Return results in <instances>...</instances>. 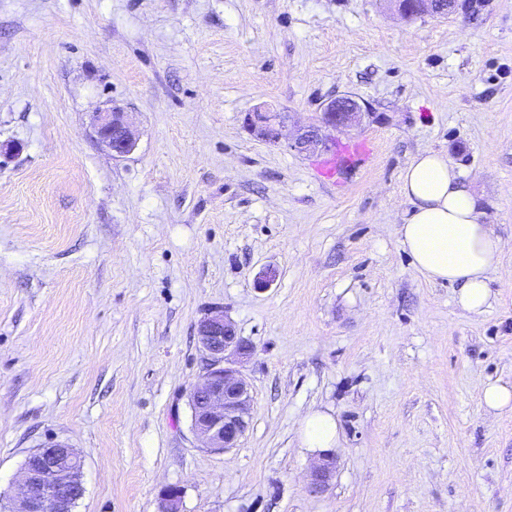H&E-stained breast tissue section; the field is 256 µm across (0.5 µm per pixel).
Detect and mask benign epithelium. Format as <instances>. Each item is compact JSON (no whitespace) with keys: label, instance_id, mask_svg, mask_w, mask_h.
Listing matches in <instances>:
<instances>
[{"label":"benign epithelium","instance_id":"obj_1","mask_svg":"<svg viewBox=\"0 0 512 512\" xmlns=\"http://www.w3.org/2000/svg\"><path fill=\"white\" fill-rule=\"evenodd\" d=\"M404 17L427 14L443 17L459 9L458 0H387ZM371 108L351 96L327 101L317 121L302 126L288 147L298 154L311 155L328 147L329 132L349 130L360 124ZM244 123L257 138L277 143L285 127V116L262 107L245 115ZM96 138L115 157L132 153L137 145L135 131L127 113L118 106L96 114ZM198 342L205 366L200 380L189 392L193 431L202 439L203 447L214 452L234 448L247 429L246 418L251 405L250 386L237 369L226 366L227 356L248 358L251 346L238 335L235 324L217 306L200 320ZM336 469V459L323 458L311 475V491H321ZM83 460L64 442L47 448H35L24 458L21 489L11 499L8 512H74L85 493L82 481ZM182 491L173 486L164 490L160 512H180Z\"/></svg>","mask_w":512,"mask_h":512}]
</instances>
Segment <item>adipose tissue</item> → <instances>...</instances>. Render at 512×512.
Returning a JSON list of instances; mask_svg holds the SVG:
<instances>
[{
  "mask_svg": "<svg viewBox=\"0 0 512 512\" xmlns=\"http://www.w3.org/2000/svg\"><path fill=\"white\" fill-rule=\"evenodd\" d=\"M402 193L410 204L399 233L415 267L430 281L459 288L465 311L480 314L490 305L488 273L503 252L469 183L438 153L417 154L402 173ZM336 417L315 410L302 420L301 448L311 454L336 447Z\"/></svg>",
  "mask_w": 512,
  "mask_h": 512,
  "instance_id": "adipose-tissue-1",
  "label": "adipose tissue"
}]
</instances>
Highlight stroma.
<instances>
[{"mask_svg": "<svg viewBox=\"0 0 512 512\" xmlns=\"http://www.w3.org/2000/svg\"><path fill=\"white\" fill-rule=\"evenodd\" d=\"M351 95L333 133L371 161L320 173L256 138ZM119 106L138 133H94ZM444 153L504 244L479 315L403 248L401 174ZM275 268L267 288L259 273ZM224 307L253 345L237 447L202 448L188 395L198 321ZM512 0L441 19L387 0H0V494L28 452L82 456L75 512H512ZM340 438L324 491L299 446L314 410ZM94 132L96 138L112 151L113 156H126L136 148V133L128 122L127 112L118 106L97 112ZM244 123L258 139L269 143H278L283 135L285 116L282 112H273L258 107L245 115ZM480 402L487 412L500 415L512 412V382H492L480 390Z\"/></svg>", "mask_w": 512, "mask_h": 512, "instance_id": "stroma-1", "label": "stroma"}]
</instances>
